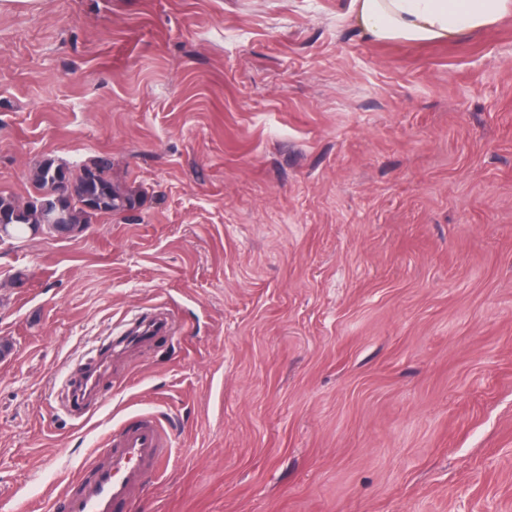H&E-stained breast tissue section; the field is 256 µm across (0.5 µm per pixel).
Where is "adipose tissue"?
<instances>
[{"instance_id":"adipose-tissue-1","label":"adipose tissue","mask_w":512,"mask_h":512,"mask_svg":"<svg viewBox=\"0 0 512 512\" xmlns=\"http://www.w3.org/2000/svg\"><path fill=\"white\" fill-rule=\"evenodd\" d=\"M352 10L374 41L461 40L512 14V0H352Z\"/></svg>"}]
</instances>
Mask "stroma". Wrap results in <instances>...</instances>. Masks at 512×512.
<instances>
[{
    "instance_id": "1",
    "label": "stroma",
    "mask_w": 512,
    "mask_h": 512,
    "mask_svg": "<svg viewBox=\"0 0 512 512\" xmlns=\"http://www.w3.org/2000/svg\"><path fill=\"white\" fill-rule=\"evenodd\" d=\"M102 158L125 208L0 244V512L112 426L172 429L134 512H512V16L376 42L352 0L0 8V195ZM81 421L62 378L125 316ZM143 317V314L132 317L118 338L113 339V342L112 339L109 340L94 356L87 359L83 363L82 373L78 379L67 377L64 380V385H69L71 380L80 385L77 397L69 392L63 401L62 407L71 417L81 419L88 406L96 404L100 397L104 396L108 383L104 382L103 375L112 356L116 357L134 345L163 343L176 329L175 322H170L164 314Z\"/></svg>"
}]
</instances>
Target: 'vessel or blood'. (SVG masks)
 I'll return each instance as SVG.
<instances>
[{
  "label": "vessel or blood",
  "instance_id": "obj_1",
  "mask_svg": "<svg viewBox=\"0 0 512 512\" xmlns=\"http://www.w3.org/2000/svg\"><path fill=\"white\" fill-rule=\"evenodd\" d=\"M176 325L166 315L132 317L113 341L87 359L78 379V395H67L63 403L68 414L82 418L89 405L106 391L104 372L112 357L130 347L165 342ZM173 436L151 414H142L110 429L102 440L104 464L85 462L62 493L49 505L50 512H127L148 475L162 473L171 458Z\"/></svg>",
  "mask_w": 512,
  "mask_h": 512
}]
</instances>
